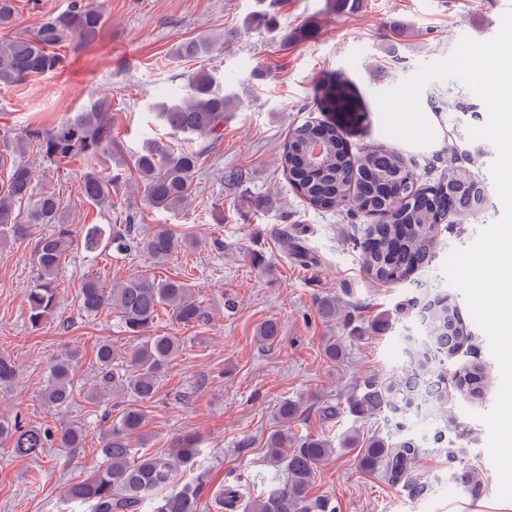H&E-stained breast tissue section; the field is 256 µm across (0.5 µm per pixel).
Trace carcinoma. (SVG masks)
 I'll use <instances>...</instances> for the list:
<instances>
[{
	"mask_svg": "<svg viewBox=\"0 0 512 512\" xmlns=\"http://www.w3.org/2000/svg\"><path fill=\"white\" fill-rule=\"evenodd\" d=\"M107 21L105 13L86 0H71L68 8L48 15L26 35L12 34L19 19L13 0H0V84H19L35 74L50 73L62 66L64 58L55 48L76 38L82 42L95 39ZM214 41L200 38L180 44L177 59L209 54ZM187 97L162 101L153 106L156 120L175 136L200 139L204 149L148 140L133 156L137 173V192L148 206L179 210L189 205L194 194V178L204 150L220 141L224 121L231 112V97L224 94V81L214 70L200 69L186 75ZM114 117L112 99L98 97L83 111L44 129H31L17 137V142H36L44 158L63 162L76 157L91 161H109L116 143L112 138ZM448 166L435 183L422 187L416 166L404 155L386 145L376 144L353 154L333 125L306 122L288 133L281 163L290 182L298 185L301 197L313 210L334 213L348 200L357 211L379 219L367 225L358 238L366 274L374 281L396 284L429 266L438 246L441 224H459L484 212L485 185L473 171L476 160L460 158L454 143L446 147ZM9 168L7 189L0 192V240L23 239L36 224H51L50 233L40 236L34 245L37 276L28 289L32 325H39L57 306L56 274L73 242L74 229L63 222L62 202L56 194L39 186L27 165L0 154V168ZM121 167L109 172L91 169L83 177L81 194L98 207L112 205L120 191ZM28 203L25 215L16 212V204ZM120 228L112 224H84V246L89 252L100 247L145 254L155 264L168 261L175 254L193 248L197 242L161 228L144 235L136 212L127 214ZM110 308L119 314L131 336L139 338L125 358L117 363L112 345L102 342L96 349L99 382L92 398L109 394L131 395L116 422L106 429L101 453L103 460L90 475L67 484L64 497L88 506L89 512H199L198 491L184 487L167 491L178 470L193 463L199 454L196 440L184 436L166 452L143 453L133 458L131 439L142 432L146 422L145 405L158 393L161 378L175 360L179 339L168 335H146L160 310H168L171 319L192 325L204 318L201 305L179 279H158L150 273L128 277L118 286L105 287L98 279H87L80 291V309L87 316ZM425 332L422 358L401 376L368 380L359 394L348 400V411L357 417L380 415L386 411L406 410L412 399L430 404L456 424L448 407V386L470 398L482 395L488 382L484 364L475 354L449 377L427 378L429 352L437 357L453 358L463 347H471L467 330L455 300L446 295L425 308ZM280 333L275 320L263 322L258 338L274 343ZM74 399L71 363L61 358L52 366L44 401L56 408ZM299 407L284 400L277 407L280 423L296 419ZM82 431L63 427L57 432L35 425L9 424L0 420V447L10 449L18 459L35 457L58 443L62 448H78ZM333 449L319 438H295L282 429L268 437V462L286 471L282 483L264 484L257 495L246 496L241 486H228L217 496L219 507L235 512L243 498H248L246 512H336L325 500H312L309 490L317 467ZM417 449L409 441L391 445L373 439L365 446L361 465L366 470H380L393 483L420 494L424 487L411 478ZM456 481L472 494L479 493L481 478L467 467L455 475Z\"/></svg>",
	"mask_w": 512,
	"mask_h": 512,
	"instance_id": "obj_1",
	"label": "carcinoma"
}]
</instances>
